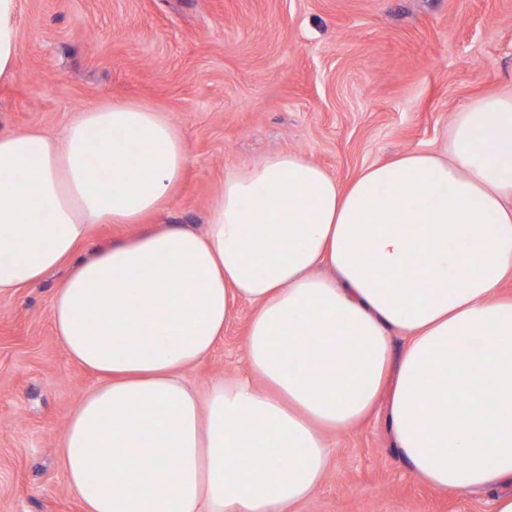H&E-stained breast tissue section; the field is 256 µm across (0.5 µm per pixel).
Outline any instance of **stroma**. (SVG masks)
I'll use <instances>...</instances> for the list:
<instances>
[{
	"mask_svg": "<svg viewBox=\"0 0 512 512\" xmlns=\"http://www.w3.org/2000/svg\"><path fill=\"white\" fill-rule=\"evenodd\" d=\"M19 26L0 130L53 132L94 101L151 104L191 157L160 221L200 233L242 165L294 152L345 183L437 148L455 112L512 90V0H21ZM65 276L0 295V512H82L58 448L96 378L53 329ZM249 312L239 308L187 383L248 378ZM331 444L326 475L293 512H491V492L447 495L414 475L384 409Z\"/></svg>",
	"mask_w": 512,
	"mask_h": 512,
	"instance_id": "obj_1",
	"label": "stroma"
}]
</instances>
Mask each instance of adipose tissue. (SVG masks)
Listing matches in <instances>:
<instances>
[{
    "label": "adipose tissue",
    "instance_id": "obj_1",
    "mask_svg": "<svg viewBox=\"0 0 512 512\" xmlns=\"http://www.w3.org/2000/svg\"><path fill=\"white\" fill-rule=\"evenodd\" d=\"M19 12L0 0V81ZM189 162L181 128L132 100L0 131V294L68 267L56 336L100 378L60 445L83 512H290L327 433L381 404L414 474L512 512V94L456 112L443 150L344 185L280 152L225 176L204 233L150 225ZM104 224L136 231L81 257ZM243 301L252 378L199 394L181 373Z\"/></svg>",
    "mask_w": 512,
    "mask_h": 512
}]
</instances>
